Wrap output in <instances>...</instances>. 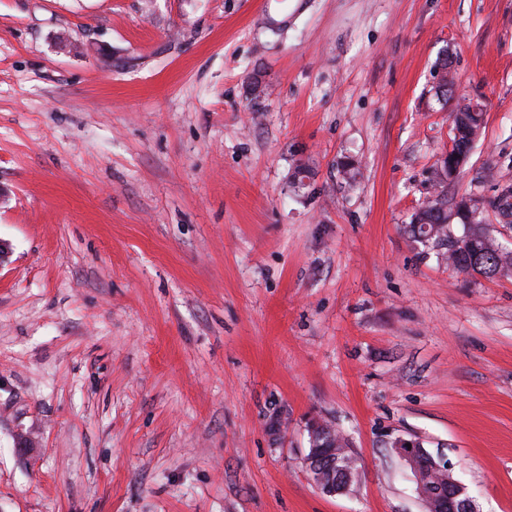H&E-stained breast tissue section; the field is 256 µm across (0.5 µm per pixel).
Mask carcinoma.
Listing matches in <instances>:
<instances>
[{"label": "carcinoma", "instance_id": "obj_1", "mask_svg": "<svg viewBox=\"0 0 512 512\" xmlns=\"http://www.w3.org/2000/svg\"><path fill=\"white\" fill-rule=\"evenodd\" d=\"M462 233L456 235L448 224V200L441 197L418 209L407 226L412 242L428 249L448 250V264L461 273L486 277L512 275V247L491 237L483 224H467L458 217Z\"/></svg>", "mask_w": 512, "mask_h": 512}]
</instances>
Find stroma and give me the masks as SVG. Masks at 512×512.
<instances>
[{"label": "stroma", "instance_id": "stroma-1", "mask_svg": "<svg viewBox=\"0 0 512 512\" xmlns=\"http://www.w3.org/2000/svg\"><path fill=\"white\" fill-rule=\"evenodd\" d=\"M462 99L494 200L512 0H0V512H512V277L404 231ZM327 430L331 429L319 423L310 425L312 448L309 449L304 463L320 490L328 495L344 494L350 490L355 478L353 460L351 456L339 460L340 456L347 453L346 448H328L327 444L316 443L317 438L322 437ZM326 460L330 461L328 467L324 465ZM407 443L411 444V449H408ZM396 448L399 457L413 473L417 492L427 511H475L467 488L449 472L448 464L436 461L419 442L400 441Z\"/></svg>", "mask_w": 512, "mask_h": 512}]
</instances>
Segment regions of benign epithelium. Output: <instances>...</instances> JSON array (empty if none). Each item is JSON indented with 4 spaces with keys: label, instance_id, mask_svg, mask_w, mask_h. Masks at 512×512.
Segmentation results:
<instances>
[{
    "label": "benign epithelium",
    "instance_id": "benign-epithelium-1",
    "mask_svg": "<svg viewBox=\"0 0 512 512\" xmlns=\"http://www.w3.org/2000/svg\"><path fill=\"white\" fill-rule=\"evenodd\" d=\"M327 427L310 425L312 448L304 459L317 486L328 495L344 494L355 478L353 460L345 456V448H329L316 443ZM398 455L413 473L417 492L428 512H474V503L467 488L448 470V464L434 459L420 443L401 441Z\"/></svg>",
    "mask_w": 512,
    "mask_h": 512
}]
</instances>
